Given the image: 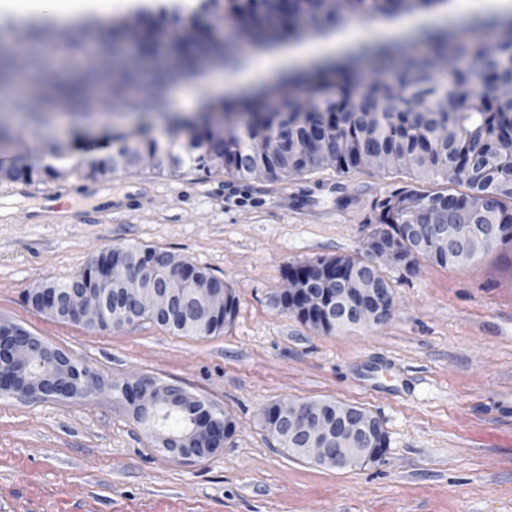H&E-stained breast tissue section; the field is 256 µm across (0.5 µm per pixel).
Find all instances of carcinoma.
<instances>
[{"instance_id":"cac0c4a2","label":"carcinoma","mask_w":512,"mask_h":512,"mask_svg":"<svg viewBox=\"0 0 512 512\" xmlns=\"http://www.w3.org/2000/svg\"><path fill=\"white\" fill-rule=\"evenodd\" d=\"M448 0H200L199 11L185 14L177 9H143L120 18H89L73 27L95 36L98 51L112 57L109 71L89 69L62 80L28 87V111L34 119L54 111L62 102L73 112L98 106V91L106 85L111 96L145 111H167L168 87L192 74L202 56L226 69L245 63L239 43L254 52H267L304 35H325L362 19L389 20L401 15L436 14ZM212 16L201 26L199 12ZM181 31L176 53L154 35L164 22ZM59 33L48 18L32 19L26 34L33 43H46ZM129 36L138 38L142 57L153 62L149 78L140 69L120 60L116 51ZM452 63L441 73V62ZM387 73L389 81L363 78L365 68ZM16 63L8 48L0 47V93L14 82ZM512 13H475L460 23L451 14H437L430 25L406 40L365 43L339 61L316 65L280 83L224 100L217 121L205 113L197 119L173 121L166 142L148 138L130 140L112 135V155L88 153L79 160L90 178L138 166L150 155L154 168L175 172L189 164L198 170L222 168L231 176L248 179L262 169L271 179L299 176L334 158L337 172L348 174L362 166L366 156H388L395 168L415 170L423 178L435 176L450 184L433 191L418 184L394 187L376 202L378 223L395 239L407 238L412 224H423L430 213L440 223L454 225V235H485L500 227L489 242L512 240ZM453 92L455 105L447 110L442 100ZM279 99L282 105L271 106ZM455 128L451 138L441 135L444 126ZM53 164L33 158L0 161V184L61 179L71 173L66 163L71 146L54 148ZM463 185L467 191L453 189ZM136 252L147 261L162 250L155 247L117 248L96 255L85 268L90 288H97L104 268L113 259ZM150 272L173 287L187 292L194 278L208 273L204 267L185 262L184 271L172 278L155 264ZM275 304L293 313L310 328L331 334L336 328L298 311L294 303L275 297ZM151 320L183 335L210 336L221 326L191 329L164 322L150 313L137 320ZM201 408L161 411L156 423L179 434L208 415Z\"/></svg>"}]
</instances>
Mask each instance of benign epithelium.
Returning <instances> with one entry per match:
<instances>
[{"label":"benign epithelium","instance_id":"benign-epithelium-1","mask_svg":"<svg viewBox=\"0 0 512 512\" xmlns=\"http://www.w3.org/2000/svg\"><path fill=\"white\" fill-rule=\"evenodd\" d=\"M410 239L420 248L433 246L449 256V263L473 258L485 247L486 239L480 235L455 240L448 237V228L438 224H414ZM369 266H378L386 259L401 267L409 266L404 250L374 234L367 242ZM106 287L99 289L100 298H91L92 289L85 287L80 277L71 280L67 288L50 285L31 292L32 306L58 320L82 325L107 323L113 327L131 323L142 311L158 317L187 318L185 306L192 308V323L208 327L211 322L225 316L227 292L215 288L209 280H198L192 288L187 304L178 302L169 288L156 284L144 275L141 257L134 253L124 260V275L112 280V272L104 277ZM285 292L301 299L308 309L322 310L336 302L339 318L336 323L349 326H378L394 314L395 299L392 289L383 287L369 271H356L344 279H322L317 286L302 287L288 280ZM8 353V362H0V390L9 391L24 400L43 399L39 382L28 373L27 367L34 357L56 354L42 339L31 334L19 335V329L0 322V355ZM78 382L83 393L91 396L103 391L108 383L99 373L86 370ZM135 393L134 406L145 414L159 405L173 402L179 396L182 403L192 405L199 398L188 395L175 385L158 386L152 381L131 385ZM377 435L374 418L366 414L355 415L344 406L327 408L322 403L283 400L275 404L270 436L280 445L294 442L296 448L285 452L310 456L323 466L346 468L373 463L380 458L376 448Z\"/></svg>","mask_w":512,"mask_h":512}]
</instances>
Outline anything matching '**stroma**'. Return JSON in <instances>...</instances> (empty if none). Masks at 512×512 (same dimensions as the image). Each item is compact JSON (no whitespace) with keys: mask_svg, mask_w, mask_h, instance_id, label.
I'll return each mask as SVG.
<instances>
[{"mask_svg":"<svg viewBox=\"0 0 512 512\" xmlns=\"http://www.w3.org/2000/svg\"><path fill=\"white\" fill-rule=\"evenodd\" d=\"M27 81L62 68H110L92 49L13 42ZM41 65L31 68L32 53ZM8 98L15 154L48 157L53 142L168 131L180 111L143 116L107 103L86 116L32 122ZM414 171L334 165L302 176L245 181L224 171L151 164L99 178L0 186V319L115 383L151 378L228 411L222 449L181 459L106 389L88 398L26 402L0 393V512H512V244L447 267L380 269L396 310L381 326L325 334L279 308L289 266L360 256L379 228L375 201L415 183ZM72 210L42 223L49 193ZM140 245L170 251L223 278L238 298L231 327L178 336L152 321L112 330L58 321L28 292L81 272L99 252ZM326 400L379 418L389 445L375 463L326 468L281 450L263 412L283 400Z\"/></svg>","mask_w":512,"mask_h":512,"instance_id":"obj_1","label":"stroma"}]
</instances>
